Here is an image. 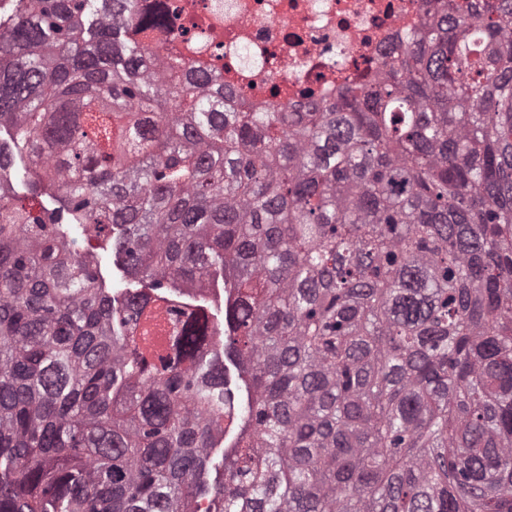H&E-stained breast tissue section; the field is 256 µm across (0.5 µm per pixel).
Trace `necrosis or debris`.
Listing matches in <instances>:
<instances>
[{
	"mask_svg": "<svg viewBox=\"0 0 512 512\" xmlns=\"http://www.w3.org/2000/svg\"><path fill=\"white\" fill-rule=\"evenodd\" d=\"M182 31L156 49L220 73L245 112L333 101L379 81L380 63L421 29V0H180Z\"/></svg>",
	"mask_w": 512,
	"mask_h": 512,
	"instance_id": "4bbe7bcc",
	"label": "necrosis or debris"
}]
</instances>
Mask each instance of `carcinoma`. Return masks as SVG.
Returning <instances> with one entry per match:
<instances>
[{
	"instance_id": "cac0c4a2",
	"label": "carcinoma",
	"mask_w": 512,
	"mask_h": 512,
	"mask_svg": "<svg viewBox=\"0 0 512 512\" xmlns=\"http://www.w3.org/2000/svg\"><path fill=\"white\" fill-rule=\"evenodd\" d=\"M424 2L375 86L242 112L155 68L179 4L12 0L0 512H512V0ZM219 276L223 332L169 295ZM72 237L76 240V248L83 253H89L97 264L100 272V283L109 291L118 288H138L149 292L143 282H134L116 265L111 246H105L95 239L85 238L77 226H73Z\"/></svg>"
}]
</instances>
